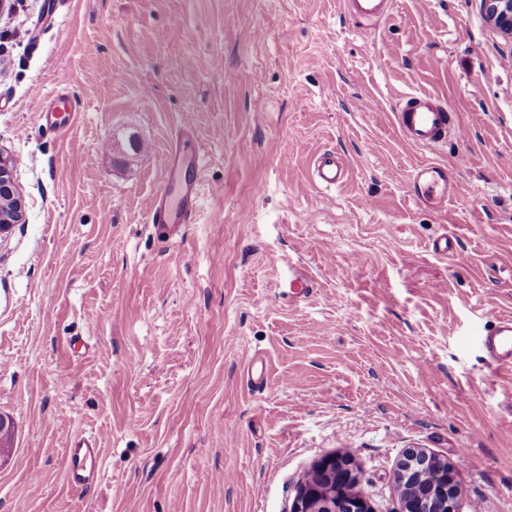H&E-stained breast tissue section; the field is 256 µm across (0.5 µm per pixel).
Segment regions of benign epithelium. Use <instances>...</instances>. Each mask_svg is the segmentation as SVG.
Returning a JSON list of instances; mask_svg holds the SVG:
<instances>
[{"label": "benign epithelium", "instance_id": "1", "mask_svg": "<svg viewBox=\"0 0 512 512\" xmlns=\"http://www.w3.org/2000/svg\"><path fill=\"white\" fill-rule=\"evenodd\" d=\"M489 22L500 32L512 37V0H480ZM14 161L0 151V187L19 196L13 179ZM429 468L433 473V488L438 490L442 506L433 507L429 500L411 502L402 500V512H457L459 488L454 479L453 467L441 463L420 448H410L396 469L398 484H412ZM360 476L352 459L343 456H326L313 468L296 492L292 512H372L365 496L357 490Z\"/></svg>", "mask_w": 512, "mask_h": 512}]
</instances>
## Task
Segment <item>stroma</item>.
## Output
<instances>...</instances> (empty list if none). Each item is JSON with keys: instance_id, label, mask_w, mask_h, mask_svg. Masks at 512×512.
Instances as JSON below:
<instances>
[{"instance_id": "35a3bbf8", "label": "stroma", "mask_w": 512, "mask_h": 512, "mask_svg": "<svg viewBox=\"0 0 512 512\" xmlns=\"http://www.w3.org/2000/svg\"><path fill=\"white\" fill-rule=\"evenodd\" d=\"M5 13L0 149L25 215L0 237V512H289L331 454L401 512L411 448L453 466L457 512H512V373L482 347L487 311L512 316V39L478 0H393L379 22L343 0ZM59 92L81 112L53 137ZM419 93L464 136L407 146L393 114ZM183 122L202 206L170 239L148 206ZM326 150L350 167L336 191L309 180ZM422 161L447 167V206L410 203ZM295 274L311 295H283ZM80 435L102 450L87 490L65 478ZM79 108L75 97L68 93L58 94L43 105L41 115L44 129L53 135L65 133L73 126Z\"/></svg>"}]
</instances>
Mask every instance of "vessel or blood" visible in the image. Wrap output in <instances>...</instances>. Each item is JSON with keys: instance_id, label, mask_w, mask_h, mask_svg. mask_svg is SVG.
I'll use <instances>...</instances> for the list:
<instances>
[{"instance_id": "1", "label": "vessel or blood", "mask_w": 512, "mask_h": 512, "mask_svg": "<svg viewBox=\"0 0 512 512\" xmlns=\"http://www.w3.org/2000/svg\"><path fill=\"white\" fill-rule=\"evenodd\" d=\"M349 12L367 20L385 18L392 9V0H347ZM80 108L78 100L66 93L58 94L45 102L42 109L43 126L51 134L59 135L70 129ZM398 131L408 146L432 148L445 141L448 135H461L462 129L445 103L438 97L421 93L407 98L403 107L394 114ZM202 170L204 154L194 149L183 154L180 143L169 149L168 173H176L183 164ZM349 177L345 163L332 152L314 157L311 164V183L318 188L331 189L342 185ZM412 200L428 204L434 200H447L448 174L431 162H419L412 168ZM201 203L199 186L181 195H171L153 200L148 210V220L153 224H166L172 228L192 223ZM490 328L483 338L487 356L499 365L512 370V317L489 314ZM101 453L93 439L75 437L66 450V475L75 487L92 486L100 472Z\"/></svg>"}]
</instances>
